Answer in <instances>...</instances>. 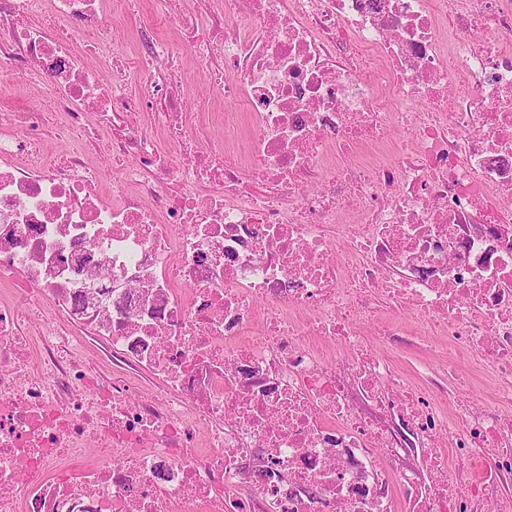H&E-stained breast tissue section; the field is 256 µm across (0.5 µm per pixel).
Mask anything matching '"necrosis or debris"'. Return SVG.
Instances as JSON below:
<instances>
[{
    "label": "necrosis or debris",
    "mask_w": 512,
    "mask_h": 512,
    "mask_svg": "<svg viewBox=\"0 0 512 512\" xmlns=\"http://www.w3.org/2000/svg\"><path fill=\"white\" fill-rule=\"evenodd\" d=\"M1 21L55 109L0 113V512H512V0H224L125 50L105 0ZM188 54L219 136L180 118ZM389 310L493 402L407 386L365 342ZM394 425L425 474L377 467Z\"/></svg>",
    "instance_id": "1"
}]
</instances>
